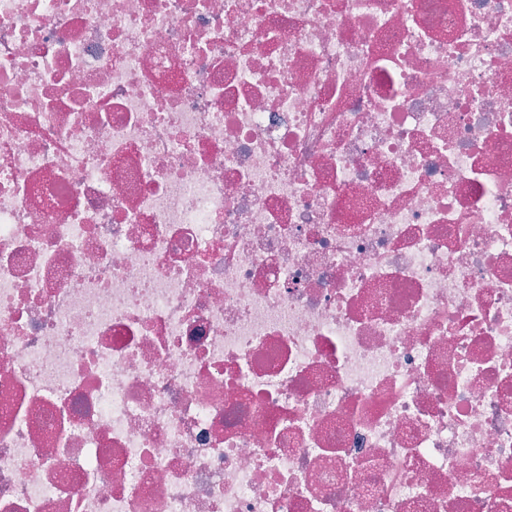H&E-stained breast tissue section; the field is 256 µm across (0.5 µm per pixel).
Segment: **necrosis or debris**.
<instances>
[{"label":"necrosis or debris","instance_id":"1","mask_svg":"<svg viewBox=\"0 0 512 512\" xmlns=\"http://www.w3.org/2000/svg\"><path fill=\"white\" fill-rule=\"evenodd\" d=\"M0 512H512V0H0Z\"/></svg>","mask_w":512,"mask_h":512}]
</instances>
